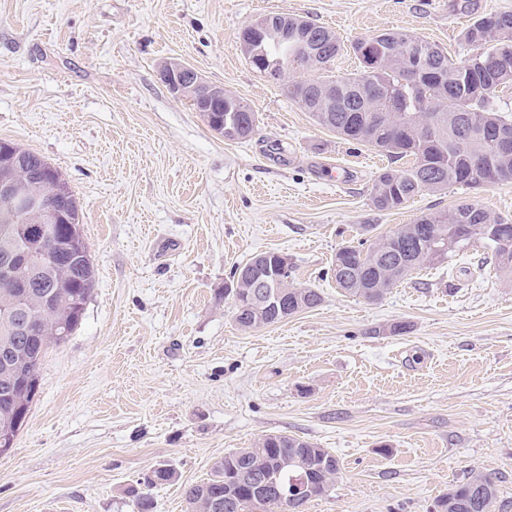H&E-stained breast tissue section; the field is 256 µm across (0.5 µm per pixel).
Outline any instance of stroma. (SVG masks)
<instances>
[{
	"label": "stroma",
	"instance_id": "35a3bbf8",
	"mask_svg": "<svg viewBox=\"0 0 512 512\" xmlns=\"http://www.w3.org/2000/svg\"><path fill=\"white\" fill-rule=\"evenodd\" d=\"M485 11L512 0H0V141L68 181L95 271L0 456V512H132L129 489L160 463L178 477L151 488L154 512H186L217 460L275 433L340 462L303 512H435L477 473L512 512V273L477 247L369 302L331 272L340 247L467 196L512 219V184L376 209L389 158L318 125L236 43L263 16H301L347 44L340 75L359 66L352 42L388 29L461 58ZM169 61L249 103L257 135L212 131L161 82ZM261 252L323 301L244 330L224 284Z\"/></svg>",
	"mask_w": 512,
	"mask_h": 512
}]
</instances>
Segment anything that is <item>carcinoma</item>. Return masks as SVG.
Masks as SVG:
<instances>
[{"instance_id":"carcinoma-1","label":"carcinoma","mask_w":512,"mask_h":512,"mask_svg":"<svg viewBox=\"0 0 512 512\" xmlns=\"http://www.w3.org/2000/svg\"><path fill=\"white\" fill-rule=\"evenodd\" d=\"M260 27L238 33L241 53L257 71L279 70L288 98L310 112L315 121L345 140L384 152L393 165L372 183L371 201L380 211L401 208L420 191H442L450 185L476 188L478 158L492 161L500 184H512V149L499 150L491 132H512V115L498 102L501 88L512 85V13H481L463 31L470 54L453 60L438 45L409 33L386 30L351 44L361 61L354 73L316 78L294 76L299 68L328 70L344 50L341 39L325 26L281 14L263 17ZM236 117L235 135L246 140L257 131L256 112L241 98L224 97V119ZM13 180L14 194L42 198L67 220L41 224L40 215L22 217L0 199V437L16 439L34 397L29 379L39 376L50 348L65 343L81 324L94 281L88 245H68L70 230L82 226L71 188L40 155L5 142L0 144ZM410 157L407 167L394 163ZM466 247L480 245L503 270L512 272V220L478 204L463 201L453 208L424 214L369 245L339 248L332 264L336 285L349 296L377 301L411 272L426 263H445L453 252L437 248L454 237ZM243 267L252 278L239 284L233 301L234 320L244 329L271 326L322 303L316 288H299L291 267L276 252L259 253ZM278 291L282 303L257 304V284ZM277 491L258 503L254 481L279 463ZM340 465L326 448L287 434H268L251 448H237L215 462L210 477L186 491L187 512H215L216 500H231L229 512H301L308 500L328 492ZM305 475L313 484L301 499L289 496L291 477ZM175 470L155 467L144 486L170 482ZM496 478L477 474L455 486L437 502V512H493Z\"/></svg>"}]
</instances>
